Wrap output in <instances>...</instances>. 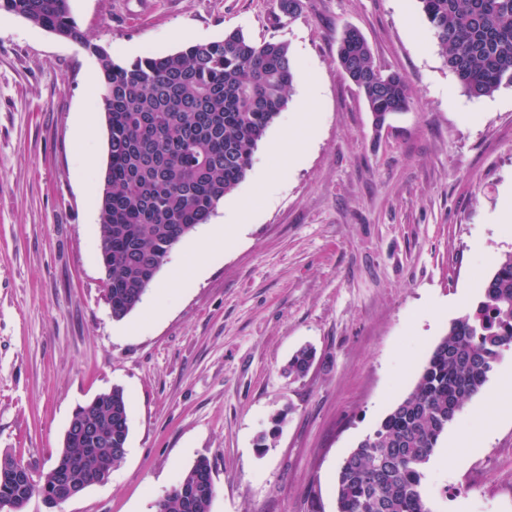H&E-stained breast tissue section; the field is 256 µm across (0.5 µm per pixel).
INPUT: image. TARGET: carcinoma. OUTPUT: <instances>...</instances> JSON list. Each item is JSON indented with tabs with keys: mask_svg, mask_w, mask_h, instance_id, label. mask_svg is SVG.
Wrapping results in <instances>:
<instances>
[{
	"mask_svg": "<svg viewBox=\"0 0 512 512\" xmlns=\"http://www.w3.org/2000/svg\"><path fill=\"white\" fill-rule=\"evenodd\" d=\"M448 68L475 98L512 86V0H417ZM16 14L88 49L98 61L107 130L99 200L104 299L121 319L142 301L168 253L246 177L253 155L288 106L292 63L284 42L240 31L117 63L77 28L69 0H0ZM337 61L358 88L375 125L410 108L406 77L383 72L356 29L344 30ZM512 347V253L482 284L477 304L454 319L432 349L413 390L339 466L336 512H431L426 464L442 434ZM314 352L298 350L288 375L309 371ZM100 435L67 438L55 466L92 484L105 463L123 459L129 407L114 387L76 409ZM23 505L52 491L0 477V497ZM213 468L201 458L158 503V512H211Z\"/></svg>",
	"mask_w": 512,
	"mask_h": 512,
	"instance_id": "obj_1",
	"label": "carcinoma"
}]
</instances>
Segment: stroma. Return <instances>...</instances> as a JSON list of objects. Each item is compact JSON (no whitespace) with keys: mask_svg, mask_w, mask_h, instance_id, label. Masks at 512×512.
Listing matches in <instances>:
<instances>
[{"mask_svg":"<svg viewBox=\"0 0 512 512\" xmlns=\"http://www.w3.org/2000/svg\"><path fill=\"white\" fill-rule=\"evenodd\" d=\"M119 63L242 30L287 43L290 100L245 179L170 252L142 302L103 296L107 161L97 60L0 11V452L48 470L73 412L123 388V461L80 498L27 512H156L200 458L211 512H336L342 460L414 387L450 323L512 252V88L469 97L417 0H69ZM347 26L403 73L408 111L382 129L336 59ZM95 128L77 141L79 124ZM292 136L294 154L274 150ZM251 210L202 271L178 258ZM313 346L308 374L288 377ZM512 355L439 440L431 512H512Z\"/></svg>","mask_w":512,"mask_h":512,"instance_id":"obj_1","label":"stroma"}]
</instances>
